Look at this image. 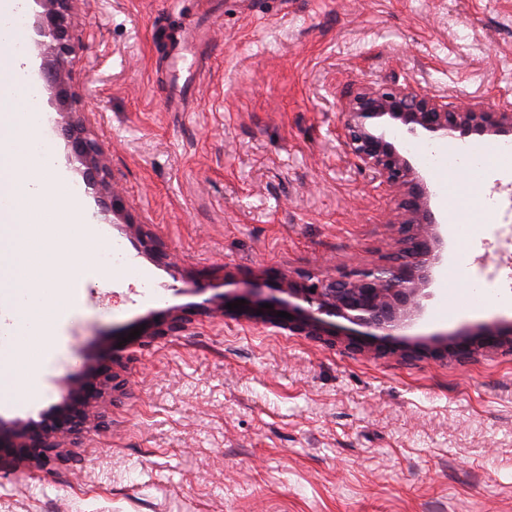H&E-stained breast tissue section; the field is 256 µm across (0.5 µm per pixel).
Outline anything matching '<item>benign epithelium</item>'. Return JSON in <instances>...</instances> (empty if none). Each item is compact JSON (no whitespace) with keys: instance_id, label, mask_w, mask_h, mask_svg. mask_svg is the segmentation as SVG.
I'll list each match as a JSON object with an SVG mask.
<instances>
[{"instance_id":"obj_1","label":"benign epithelium","mask_w":512,"mask_h":512,"mask_svg":"<svg viewBox=\"0 0 512 512\" xmlns=\"http://www.w3.org/2000/svg\"><path fill=\"white\" fill-rule=\"evenodd\" d=\"M35 3L40 8L34 28L39 36L35 46L41 58V78L54 100L61 134L70 144L69 161L93 191L101 220L112 224L120 219L139 235L140 228L126 217L123 197L110 184L100 145L72 120L76 93L70 75L75 49L69 0ZM397 122L412 139L498 135L512 132V109L472 106L450 110L441 99L410 85L358 88L342 106L338 136L378 189L401 196L399 233L403 248L392 259L357 265L333 277L283 275L279 291L307 304L305 311L286 304L264 309L244 305L239 311L230 310L226 302L213 298L207 300L205 310L262 320L298 335L330 344L340 341L375 355L409 357L423 353L461 362L490 351L512 353V327L496 324L453 333L444 337L443 346L435 348L399 339V331L421 316L423 300L430 297L427 289L433 269L442 262L436 251L442 233L441 222L429 205L424 177L387 139L385 127ZM280 311L291 318L277 316ZM331 317H342L364 331L339 326L329 321ZM188 322L184 313L174 310L146 320L141 335L171 336L185 330ZM112 362L108 356L87 367L77 380L67 384L62 402L41 412L39 419L10 425L0 420V470L46 468L65 462L61 448L78 440L89 427L94 404L121 387Z\"/></svg>"}]
</instances>
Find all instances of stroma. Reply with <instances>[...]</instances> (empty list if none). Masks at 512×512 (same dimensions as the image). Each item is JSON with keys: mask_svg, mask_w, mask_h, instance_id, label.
<instances>
[{"mask_svg": "<svg viewBox=\"0 0 512 512\" xmlns=\"http://www.w3.org/2000/svg\"><path fill=\"white\" fill-rule=\"evenodd\" d=\"M76 118L102 146L126 210L153 245L108 225L122 270L78 284L59 402L107 351L122 389L94 408L108 426L52 469L0 471V512H512V355L459 364L376 356L243 318L205 314L217 294L273 303L276 278L334 276L396 252L399 199L374 190L337 136L362 85H413L463 104H512V0H73ZM209 17L194 95L168 97L167 47ZM39 104L90 223L98 207L67 160L47 90ZM464 249L471 280L512 294V260L483 244L512 210V163L487 167ZM425 342L512 322V306L453 318L434 278ZM185 308V331L130 340L139 321Z\"/></svg>", "mask_w": 512, "mask_h": 512, "instance_id": "35a3bbf8", "label": "stroma"}]
</instances>
